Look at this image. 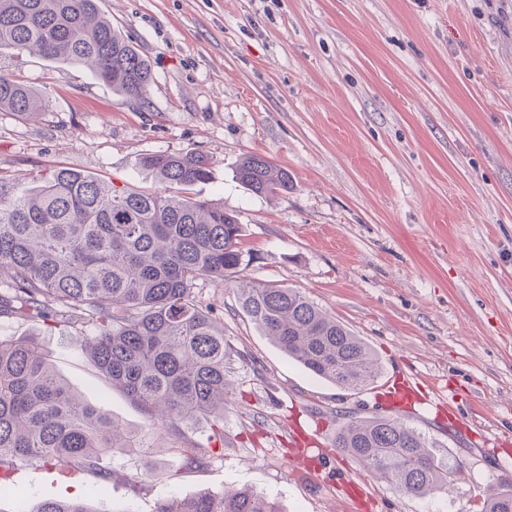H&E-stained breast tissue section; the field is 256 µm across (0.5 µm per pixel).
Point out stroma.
<instances>
[{"instance_id": "1", "label": "stroma", "mask_w": 512, "mask_h": 512, "mask_svg": "<svg viewBox=\"0 0 512 512\" xmlns=\"http://www.w3.org/2000/svg\"><path fill=\"white\" fill-rule=\"evenodd\" d=\"M152 71L146 102L88 69L0 50V74L48 98L34 121L0 111V176L68 168L116 186L157 188L147 153L213 161L193 188L234 214L250 255L241 280L295 288L374 351L380 373L358 391L287 359L243 313L233 284L197 281L224 325L231 381L224 440L209 422L167 443L211 450L183 469L157 451L103 456L112 478L19 467L0 512L48 498L106 512L248 488L283 512H485L512 483V0H99ZM287 169L292 190L254 195L241 157ZM90 330L0 317V336L35 337L79 397L132 428L147 411L88 365ZM417 377L439 400L412 410L386 385ZM380 414L460 462L448 493L397 494L334 446L349 416ZM160 476L143 478L147 465ZM375 505L352 503L345 478Z\"/></svg>"}]
</instances>
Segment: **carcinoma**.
<instances>
[{"instance_id":"cac0c4a2","label":"carcinoma","mask_w":512,"mask_h":512,"mask_svg":"<svg viewBox=\"0 0 512 512\" xmlns=\"http://www.w3.org/2000/svg\"><path fill=\"white\" fill-rule=\"evenodd\" d=\"M83 65L113 90L145 101L151 67L98 8L97 0H0V49ZM46 108L42 92L0 75V110L23 120ZM200 153H150L153 191L118 188L67 168L31 181L0 178V315L94 327L87 360L149 414L129 429L82 401L33 338L0 337V491L27 461L92 473L100 457L166 447L165 436L203 418L223 434L224 327L193 296L197 280L233 281L244 263L242 227L224 208L192 195L210 179ZM236 179L257 195L293 188L288 171L246 155ZM240 307L263 335L315 376L348 390L377 378L372 349L295 288L240 282ZM404 423L375 415L336 429V448L396 493H446L462 466ZM182 467L206 454L173 448ZM33 512H105L88 499H45ZM156 512H282L249 489L161 501ZM486 512H512V486Z\"/></svg>"}]
</instances>
